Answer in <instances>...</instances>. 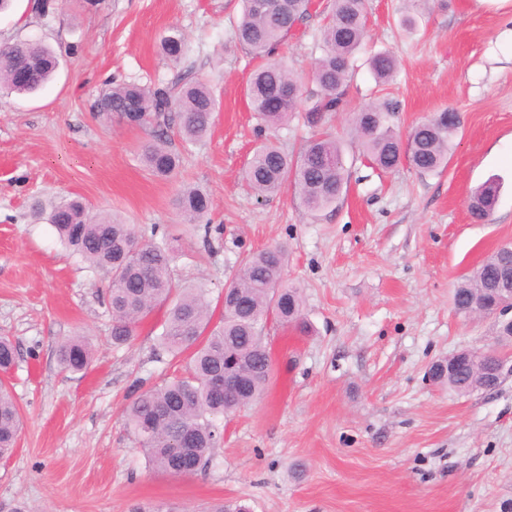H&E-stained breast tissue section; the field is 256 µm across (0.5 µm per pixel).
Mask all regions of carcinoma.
<instances>
[{
	"instance_id": "cac0c4a2",
	"label": "carcinoma",
	"mask_w": 512,
	"mask_h": 512,
	"mask_svg": "<svg viewBox=\"0 0 512 512\" xmlns=\"http://www.w3.org/2000/svg\"><path fill=\"white\" fill-rule=\"evenodd\" d=\"M311 2L242 0L235 37L259 60L249 81L248 98L262 128L282 125L299 109L304 94L302 77L274 56L308 15ZM366 33L365 0H330L320 32L323 54L310 77L317 90L311 93L314 101L304 113L308 126L321 125L325 114L336 111L341 103L353 56ZM162 49L177 62L186 52L185 38L175 31L162 39ZM369 65L383 83L398 67L388 53L372 56ZM58 66L56 54L38 43L1 45L0 89L21 95L35 93L53 79ZM97 108L107 120L130 119L136 126L154 129V141L144 147L142 159L153 175L168 177L180 162L179 155L167 147L168 129L176 123L186 140L202 138L212 125L216 101L204 83L179 78L166 88L114 85L101 95ZM393 112L392 103L384 101L353 113L354 132L371 162L382 171H392L403 163L420 173L443 170L450 143L461 125L458 113L448 109L435 112L416 124L404 140L390 125ZM245 179L261 196L275 194L291 182L308 210H324L336 204L347 186L341 143L330 134H321L292 158L276 143L264 141L248 161ZM498 189L497 183L489 182L474 191L468 208L475 221L490 216ZM177 207L187 223L199 224L210 213L212 200L197 189L186 188L177 198ZM47 221L69 250L109 276L114 345L128 343L139 321L157 308H166L159 344L174 358L187 355L184 373L141 393L126 411L127 423L155 469L171 475L205 469L220 443V418L257 401L266 389L270 371L261 334L268 316L274 312L283 323L302 332L308 330L299 290L282 283L285 250L268 247L244 261L232 280L229 306L222 309V317L214 325L204 289L174 288V251L166 243L142 241L130 225L108 215L89 216L79 199L55 206ZM511 247L507 244L495 251L457 285L453 300L459 313L468 314L467 307L474 300L493 304L494 295L487 287L504 268L512 269ZM236 354L243 358L235 367L240 387L235 397L226 399L212 391L210 380L224 372ZM91 358V345L82 336L68 338L58 346V360L66 371H84ZM15 359L13 343L0 338V370L10 369ZM187 427L194 432L193 442L183 447L180 438ZM21 428L17 405L0 384V456L12 452Z\"/></svg>"
}]
</instances>
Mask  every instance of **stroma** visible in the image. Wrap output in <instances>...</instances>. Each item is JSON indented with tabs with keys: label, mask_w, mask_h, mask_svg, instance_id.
I'll use <instances>...</instances> for the list:
<instances>
[{
	"label": "stroma",
	"mask_w": 512,
	"mask_h": 512,
	"mask_svg": "<svg viewBox=\"0 0 512 512\" xmlns=\"http://www.w3.org/2000/svg\"><path fill=\"white\" fill-rule=\"evenodd\" d=\"M288 41V66L309 73L322 54L320 6ZM368 37L347 94L326 127L344 151L346 194L312 213L293 188L264 198L242 172L260 137L247 95L253 63L233 25L240 0H29L0 13V44L55 50L60 68L43 90L0 95V336L17 350L5 374L24 428L0 459V512H512V373L487 392L459 394L431 381V363L464 348L497 346L495 316L458 313L452 291L512 244V0H421L416 25L402 0H366ZM181 31L188 51L163 54ZM399 61L388 84L371 54ZM205 83L216 100L200 141L169 130L180 167L151 175L140 154L151 129L101 121L111 85ZM389 100L400 133L430 113L458 112L461 128L439 174L376 169L362 156L353 112ZM502 184L488 221L474 222L471 191ZM215 203L209 227L184 223V188ZM82 198L136 234L176 239V284L224 287L249 254L288 251L284 280L299 288L310 334L267 320L274 365L263 397L223 422L205 471L153 469L124 412L183 363L158 349L164 310L130 342L112 344L109 278L87 268L38 219L36 206ZM88 337L92 361L62 370L58 344Z\"/></svg>",
	"instance_id": "35a3bbf8"
}]
</instances>
